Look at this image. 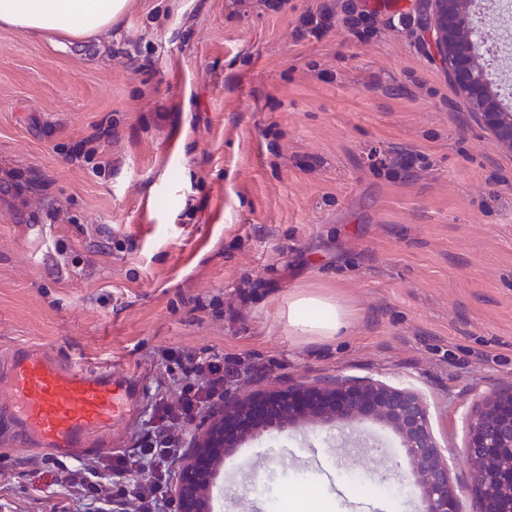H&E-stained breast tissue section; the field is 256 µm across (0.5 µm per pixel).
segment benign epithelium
<instances>
[{
	"label": "benign epithelium",
	"instance_id": "obj_1",
	"mask_svg": "<svg viewBox=\"0 0 512 512\" xmlns=\"http://www.w3.org/2000/svg\"><path fill=\"white\" fill-rule=\"evenodd\" d=\"M430 43L473 116L499 147L512 152V112L503 111L488 83V71L473 46L482 30L470 22L473 0H430ZM356 419L391 428L400 438L419 489L420 512H457V495L448 462L432 431L427 405L415 393L372 378L343 376L290 383L235 399L211 413L183 457L171 493L180 512H208L206 490L212 464L229 455L248 436L268 431L275 439L297 426L344 430ZM465 460L469 490L481 512H500L512 501V385L487 397L468 419Z\"/></svg>",
	"mask_w": 512,
	"mask_h": 512
}]
</instances>
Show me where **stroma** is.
<instances>
[{
  "mask_svg": "<svg viewBox=\"0 0 512 512\" xmlns=\"http://www.w3.org/2000/svg\"><path fill=\"white\" fill-rule=\"evenodd\" d=\"M129 0L83 38L0 26V351L52 347L78 366L155 351L253 365L231 395L329 375L418 393L463 512L468 416L512 384V153L473 119L428 41V0L336 19L318 0ZM111 140H94L97 127ZM422 165L388 173L398 153ZM111 167L94 173L100 157ZM351 315L322 341L288 322L296 295ZM0 423V512H72L36 490L41 456ZM316 486L333 512H418L388 427L248 437L213 512H261ZM335 16L334 7L323 2L316 12L306 15L301 22L300 34L304 36L319 37L328 27Z\"/></svg>",
  "mask_w": 512,
  "mask_h": 512,
  "instance_id": "obj_1",
  "label": "stroma"
}]
</instances>
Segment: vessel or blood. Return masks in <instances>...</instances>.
Instances as JSON below:
<instances>
[{
	"label": "vessel or blood",
	"mask_w": 512,
	"mask_h": 512,
	"mask_svg": "<svg viewBox=\"0 0 512 512\" xmlns=\"http://www.w3.org/2000/svg\"><path fill=\"white\" fill-rule=\"evenodd\" d=\"M133 375L59 360L48 347L0 356V417H8L29 442L59 457L113 447V427L132 412Z\"/></svg>",
	"instance_id": "1"
}]
</instances>
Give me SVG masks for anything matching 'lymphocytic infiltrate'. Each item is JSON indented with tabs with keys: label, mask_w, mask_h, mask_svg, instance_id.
<instances>
[{
	"label": "lymphocytic infiltrate",
	"mask_w": 512,
	"mask_h": 512,
	"mask_svg": "<svg viewBox=\"0 0 512 512\" xmlns=\"http://www.w3.org/2000/svg\"><path fill=\"white\" fill-rule=\"evenodd\" d=\"M159 356L176 374V392L155 398L148 427L135 447L100 456L85 466L70 467L44 457L36 488L66 491L78 512H112L116 504L123 512H179L170 496V480L183 433L205 407L223 400L242 371L215 350L188 353L165 347Z\"/></svg>",
	"instance_id": "lymphocytic-infiltrate-1"
}]
</instances>
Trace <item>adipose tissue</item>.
I'll return each instance as SVG.
<instances>
[{
  "mask_svg": "<svg viewBox=\"0 0 512 512\" xmlns=\"http://www.w3.org/2000/svg\"><path fill=\"white\" fill-rule=\"evenodd\" d=\"M128 0H0V25L38 35L83 37L111 28L124 15ZM290 321L304 335L329 339L351 324L349 312L332 300L300 295Z\"/></svg>",
  "mask_w": 512,
  "mask_h": 512,
  "instance_id": "1",
  "label": "adipose tissue"
}]
</instances>
